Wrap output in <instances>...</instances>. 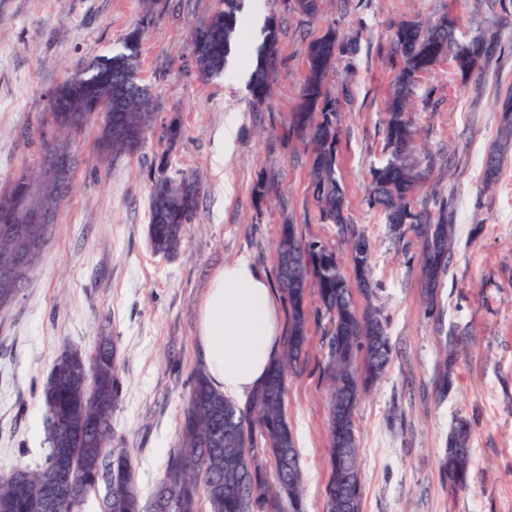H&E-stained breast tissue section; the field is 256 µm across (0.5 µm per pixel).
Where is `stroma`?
Returning <instances> with one entry per match:
<instances>
[{
	"instance_id": "stroma-1",
	"label": "stroma",
	"mask_w": 512,
	"mask_h": 512,
	"mask_svg": "<svg viewBox=\"0 0 512 512\" xmlns=\"http://www.w3.org/2000/svg\"><path fill=\"white\" fill-rule=\"evenodd\" d=\"M294 0H244L245 17H275L280 62L268 104L252 110L247 88L199 77L189 35L214 0H0V195L21 174L43 178L60 154L68 180L54 231L12 303L0 309V477L36 466L48 448L41 389L64 349L90 354L98 337L117 349L123 383L112 415L113 445L127 449L142 499L158 485L178 443L193 375L204 365L198 312L214 274L239 256L273 273L272 242L292 221L304 237L346 247L321 223L310 189V148L286 132L305 75L306 45L328 28L354 42L328 77L343 114L338 169L345 215L374 251L378 303L392 356L358 402L355 421L362 512H512V147L493 181L489 149L501 139V104L512 90V0H320L315 18ZM454 16L462 37L497 43L485 67L461 77L450 59L419 78L411 106L415 149L428 179L414 208L455 209V235L435 308L422 294L416 248L386 234L368 201L370 170L383 158V120L397 68L396 25ZM142 26L140 77L155 122L140 149L112 158L98 146L102 118L57 134L50 94ZM236 114L232 153L224 120ZM177 121L182 135L163 129ZM199 183L195 223L178 253L149 245L148 174L160 159ZM234 192L225 195V183ZM325 322L310 321V360L289 376L286 416L304 473V512H324L328 384L319 362ZM463 332L452 384L440 376L450 333ZM471 428L469 487L451 493L440 472L449 431Z\"/></svg>"
}]
</instances>
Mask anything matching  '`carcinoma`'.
<instances>
[{
    "instance_id": "obj_1",
    "label": "carcinoma",
    "mask_w": 512,
    "mask_h": 512,
    "mask_svg": "<svg viewBox=\"0 0 512 512\" xmlns=\"http://www.w3.org/2000/svg\"><path fill=\"white\" fill-rule=\"evenodd\" d=\"M213 17L190 33V45L201 78L224 72L232 45L238 44L247 21L241 0H215ZM457 21L444 16L423 26L416 21L399 24L392 36V57L398 66L396 90L386 107L384 159L370 171V203L384 214L387 231L395 239L412 234L418 247L422 284L434 297L447 273L455 232L454 211L433 217L414 211L410 201L427 179L414 154L415 127L406 112L418 94L417 74L431 53L456 62L483 46L480 63L488 61L496 43L484 36L464 42L456 37ZM141 27L130 30L116 50L101 55L82 71L67 78L51 95L49 104L62 125L67 113L96 112L112 107L111 135L104 129L100 141L112 138V157L136 153L151 126L154 100L139 78ZM346 44L329 28L305 50L306 73L289 130L311 147L310 180L320 220L337 226L347 238L348 262L354 281L346 277L335 249L315 238L300 235L293 224H282L273 242L275 275L288 306V335L282 351L269 367L266 379L244 405L215 389L203 372L194 374L183 409L179 441L169 453L163 476L150 500L142 502L135 484L134 463L124 448L112 447V413L122 393L115 347L101 336L86 356L78 350L63 352L43 385L41 400L47 412L50 450L36 469L16 465L0 482V512H35L54 469L63 466L70 480L53 492L48 512H80L84 497L104 486L101 512H303L304 477L295 438L285 414L287 379L308 361L307 298L314 296L316 315L325 319L327 352L322 373L330 382L329 466L325 512H341V499L362 512L363 485L358 464L355 408L364 393L385 372L391 344L373 279V254L364 232L348 222L345 193L336 175L340 113L338 98L330 96L326 79L345 52ZM255 66L247 82L253 107L270 97L272 75L278 64L279 33L274 18L266 19L261 41L253 46ZM149 242L154 252L171 254L182 243V229L195 223L198 183L169 173L160 161L150 172ZM27 191L21 176L11 192L0 196V223L14 224L35 241L45 242L53 222L30 224L17 212V201ZM364 303L359 305L355 295ZM470 429L461 421L448 436L442 471L453 487L464 490L470 470ZM273 461L276 481L267 478Z\"/></svg>"
}]
</instances>
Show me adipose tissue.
<instances>
[{
  "mask_svg": "<svg viewBox=\"0 0 512 512\" xmlns=\"http://www.w3.org/2000/svg\"><path fill=\"white\" fill-rule=\"evenodd\" d=\"M282 316L264 273L242 256L212 279L202 303L197 339L206 373L228 398L248 399L280 353Z\"/></svg>",
  "mask_w": 512,
  "mask_h": 512,
  "instance_id": "1",
  "label": "adipose tissue"
}]
</instances>
